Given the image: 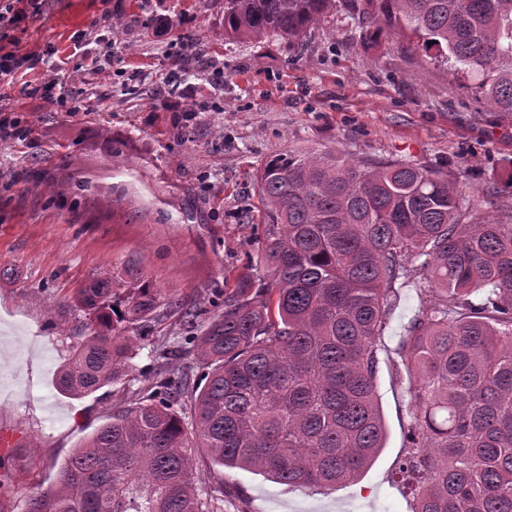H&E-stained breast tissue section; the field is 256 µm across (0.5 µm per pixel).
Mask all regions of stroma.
Here are the masks:
<instances>
[{"mask_svg":"<svg viewBox=\"0 0 512 512\" xmlns=\"http://www.w3.org/2000/svg\"><path fill=\"white\" fill-rule=\"evenodd\" d=\"M166 10L173 30L154 32ZM120 25H113V17ZM191 30L204 60L196 114L182 120L154 99L156 82L184 62L178 31ZM0 45L26 58L0 109L15 111L26 140L0 141V512H26L53 486L74 448L113 410L132 403L125 382L73 399L55 387L70 348L86 334L66 295L103 272L136 268L183 306H160L132 361L141 377L184 335L186 309L219 313L265 241L257 172L291 150L444 168L472 186L480 216L512 213V117L474 86L427 63L405 38L379 43L343 9L302 48L275 37H224V0H48L42 14L6 30ZM55 98L28 97L56 64ZM420 296L405 288L378 342L377 392L385 446L353 484L288 486L218 467L225 512H412L395 472L405 451L408 376L390 361Z\"/></svg>","mask_w":512,"mask_h":512,"instance_id":"35a3bbf8","label":"stroma"}]
</instances>
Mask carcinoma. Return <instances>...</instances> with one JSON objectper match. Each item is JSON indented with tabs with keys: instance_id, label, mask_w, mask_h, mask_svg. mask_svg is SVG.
<instances>
[{
	"instance_id": "carcinoma-1",
	"label": "carcinoma",
	"mask_w": 512,
	"mask_h": 512,
	"mask_svg": "<svg viewBox=\"0 0 512 512\" xmlns=\"http://www.w3.org/2000/svg\"><path fill=\"white\" fill-rule=\"evenodd\" d=\"M339 5L512 115V0ZM339 5L224 0V38L300 45ZM258 187L263 274L241 278L204 328L187 313L166 369L72 451L28 512H224L202 458L288 485L355 481L385 445L377 340L410 284L422 304L396 368L413 378L398 470L413 512H512V216L476 217L442 169L330 152L277 155ZM164 296L108 273L77 289L89 334L56 372L59 393L83 398L123 380ZM191 352L195 361L175 363Z\"/></svg>"
}]
</instances>
